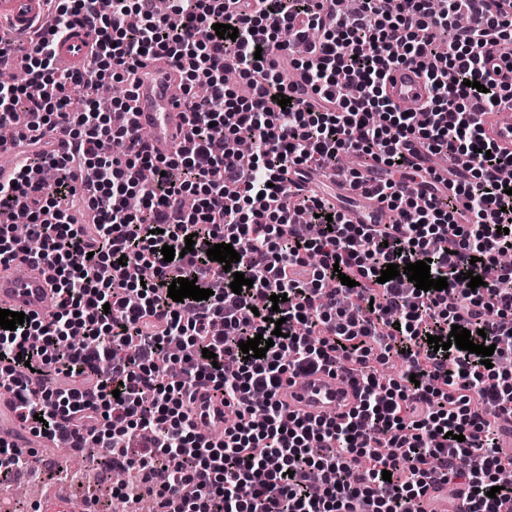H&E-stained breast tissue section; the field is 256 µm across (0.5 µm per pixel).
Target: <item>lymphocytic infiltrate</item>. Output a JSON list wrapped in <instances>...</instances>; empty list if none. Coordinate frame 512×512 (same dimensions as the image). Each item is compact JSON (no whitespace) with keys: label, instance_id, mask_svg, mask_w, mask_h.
<instances>
[{"label":"lymphocytic infiltrate","instance_id":"1","mask_svg":"<svg viewBox=\"0 0 512 512\" xmlns=\"http://www.w3.org/2000/svg\"><path fill=\"white\" fill-rule=\"evenodd\" d=\"M429 2L355 0L339 13L324 0H169L162 15L153 0H47L54 23L30 45L0 39V66H23L40 88L33 98L0 85V126L31 148L0 182V262L55 273L51 315L0 328V389L13 392L22 426L69 437L75 452L146 483L166 469L161 512H351L356 503L406 512L439 478L470 490L454 512H512V459L498 447L499 420L512 415V372L501 368L512 358V269L474 289L466 279L512 249L501 176L512 154L480 127L481 114L512 98V0H441L436 11ZM87 20L97 37L82 68L58 70V38ZM218 23L237 38H219ZM283 31L318 35L297 64L306 89L285 107L275 96L288 81L273 58L287 48ZM152 57L179 66L187 90L185 145L167 157L150 152L128 98L108 112L96 95L104 83L131 84ZM412 59L430 96L408 114L384 86L389 69ZM72 85L89 91L77 110ZM61 120L71 147L55 154L44 137ZM243 131L255 144L247 166L236 155ZM416 145L466 172L449 196L384 182L386 224L346 223L336 206L288 186L347 154L393 169ZM45 168L52 184L34 178ZM78 195L92 223L73 218ZM21 214L24 240L12 231ZM222 242L240 255L228 268L207 256ZM166 245L176 251L169 262ZM423 260L447 289L380 279L387 265ZM238 272L253 285L236 294ZM178 278L211 296L173 301ZM275 294L286 302L273 305ZM456 325L494 346L490 364L428 344ZM259 334L273 346L245 357L240 342ZM175 339L191 354L171 358ZM116 344L123 359L112 357ZM393 355L401 373L382 380L378 365ZM323 371L358 391L350 411L311 418L279 400L288 381ZM207 385L237 413L219 442L198 432L192 410L194 387Z\"/></svg>","mask_w":512,"mask_h":512}]
</instances>
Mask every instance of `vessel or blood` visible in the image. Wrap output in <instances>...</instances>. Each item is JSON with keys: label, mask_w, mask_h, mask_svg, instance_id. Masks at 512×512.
I'll use <instances>...</instances> for the list:
<instances>
[{"label": "vessel or blood", "mask_w": 512, "mask_h": 512, "mask_svg": "<svg viewBox=\"0 0 512 512\" xmlns=\"http://www.w3.org/2000/svg\"><path fill=\"white\" fill-rule=\"evenodd\" d=\"M45 16L43 0H0V19L9 18L22 30L40 26ZM93 28L83 25L65 34L56 44L57 59L62 65L75 68L85 58V44L91 41ZM385 93L399 107L422 108L429 97V89L421 71L408 66L393 69L385 81ZM184 92L176 67L166 62L148 61L138 74L132 103L138 124L151 132L150 147L158 156L171 155L183 140L186 129ZM487 135L502 149L512 150V102H506L503 111L484 117ZM19 153L18 141L0 144V179H10ZM404 169L390 173L378 169L361 170L359 180H338L334 186L337 197H354L359 204L347 209L345 217L352 224H382L385 210L368 186L390 178L400 183L405 192L422 195L434 178H442L444 190H451L452 178L447 170L438 167L422 151L407 155ZM54 273L44 265L28 266L25 276H18L11 263H0V306L27 314H42L55 303L52 288ZM288 409L311 416L334 415L348 410L357 401L351 385L327 373L299 377L285 384L279 394ZM198 428L211 434L216 423L223 421L226 407L213 399L210 390H200L197 396ZM16 405L11 395L0 394V441L14 445L19 441L15 430ZM462 487H449L447 481L432 482L423 501L424 512H448L449 496H462Z\"/></svg>", "instance_id": "1"}]
</instances>
